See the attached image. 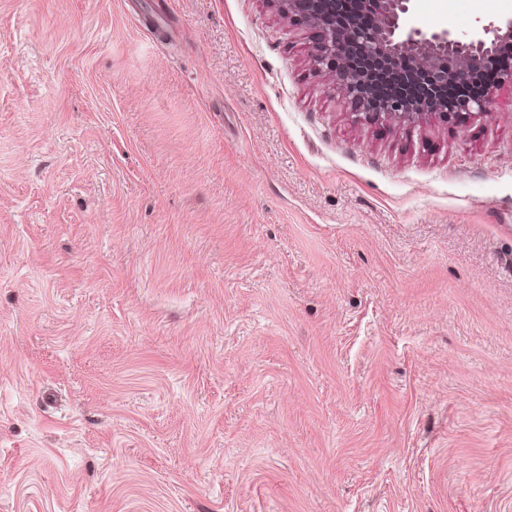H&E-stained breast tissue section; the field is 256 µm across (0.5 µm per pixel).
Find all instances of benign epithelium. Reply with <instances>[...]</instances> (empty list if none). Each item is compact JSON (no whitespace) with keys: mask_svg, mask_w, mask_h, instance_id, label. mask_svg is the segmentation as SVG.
I'll return each mask as SVG.
<instances>
[{"mask_svg":"<svg viewBox=\"0 0 512 512\" xmlns=\"http://www.w3.org/2000/svg\"><path fill=\"white\" fill-rule=\"evenodd\" d=\"M285 17L297 15L320 31L313 53L315 65L332 86L343 91L356 121L365 124L394 122L418 126L428 118L443 123L488 112L497 91L512 86V68L499 63L501 43L512 42V16L491 22L461 39L448 31L426 33L404 24L411 0H362L374 11V20L365 23L336 10L337 0H316V12L304 8L309 0H276ZM383 61L393 68L403 63L412 73L432 77L435 87L453 86L454 96L418 103L396 93L378 103L371 102L370 79L357 60ZM477 71H492L493 81L473 94L466 90Z\"/></svg>","mask_w":512,"mask_h":512,"instance_id":"7a95c632","label":"benign epithelium"}]
</instances>
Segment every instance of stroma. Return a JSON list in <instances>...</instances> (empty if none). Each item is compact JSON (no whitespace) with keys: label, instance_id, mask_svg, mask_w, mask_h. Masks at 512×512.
I'll use <instances>...</instances> for the list:
<instances>
[{"label":"stroma","instance_id":"obj_1","mask_svg":"<svg viewBox=\"0 0 512 512\" xmlns=\"http://www.w3.org/2000/svg\"><path fill=\"white\" fill-rule=\"evenodd\" d=\"M319 38L0 0V512H512V88L362 124Z\"/></svg>","mask_w":512,"mask_h":512}]
</instances>
